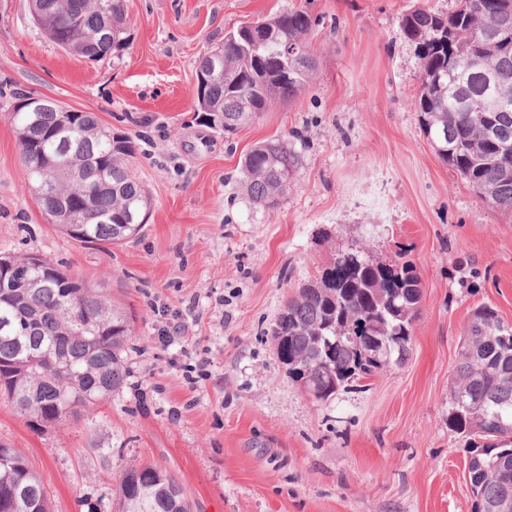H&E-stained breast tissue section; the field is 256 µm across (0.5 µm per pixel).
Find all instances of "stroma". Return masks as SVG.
Wrapping results in <instances>:
<instances>
[{
	"instance_id": "1",
	"label": "stroma",
	"mask_w": 512,
	"mask_h": 512,
	"mask_svg": "<svg viewBox=\"0 0 512 512\" xmlns=\"http://www.w3.org/2000/svg\"><path fill=\"white\" fill-rule=\"evenodd\" d=\"M455 0H130V43L92 62L48 41L28 0H0V250L39 252L107 289L135 321L126 384L96 414L41 430L0 404V440L29 459L52 512H117L124 468L173 475L196 512H471L449 386L471 311L512 322V217L444 166L412 98L417 49L401 25ZM289 8L317 20L316 69L293 101L232 138L192 89L226 31ZM95 113L128 135L152 210L127 244L59 233L24 187L13 94ZM285 136L302 163L271 210L241 161ZM362 242L405 254L422 278L411 354L318 402L280 363L271 327L295 289ZM185 330L156 344L159 309Z\"/></svg>"
}]
</instances>
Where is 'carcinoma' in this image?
<instances>
[{"label":"carcinoma","mask_w":512,"mask_h":512,"mask_svg":"<svg viewBox=\"0 0 512 512\" xmlns=\"http://www.w3.org/2000/svg\"><path fill=\"white\" fill-rule=\"evenodd\" d=\"M33 19L50 42L90 61L128 44V0H31ZM506 0H456L450 13L424 7L402 18L417 44L420 90L413 100L420 128L440 161L492 208L512 213V109L494 112L495 72L512 86V50L482 41L500 31L512 42ZM316 21L303 9L260 25L273 30L224 33L203 53L196 73L223 66L204 90L192 89L204 122L230 137L277 103L294 100L315 70L307 40ZM470 61L454 68L448 54ZM300 48L287 59L281 42ZM25 188L60 232L84 245H121L147 223L150 193L131 167L134 146L91 112L65 115L52 106H13ZM301 156L284 137L258 143L242 161L252 201L271 208L288 193L286 175ZM422 299L417 267L377 261L363 246L333 255L317 277L288 299L271 328L288 376L326 401L377 371L405 362ZM134 321L106 293L44 254L0 252V401L36 427L93 412L127 380ZM382 343L371 353L365 337ZM448 427L469 440L471 512L512 502V325L491 304L470 314L450 385ZM121 512H192L176 478L152 465L124 471ZM0 512H51L49 496L23 453L0 441Z\"/></svg>","instance_id":"obj_1"}]
</instances>
